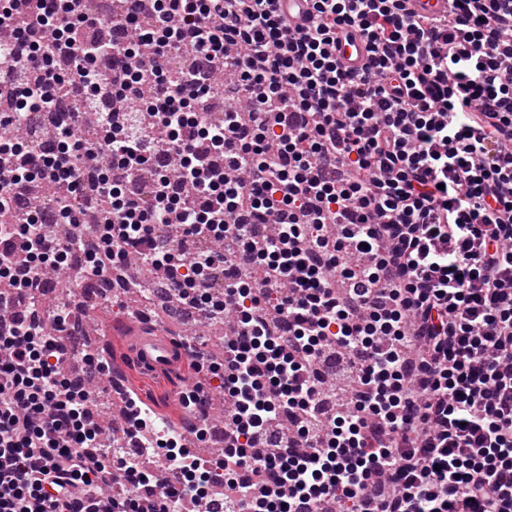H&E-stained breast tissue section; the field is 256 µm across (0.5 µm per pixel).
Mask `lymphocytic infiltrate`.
I'll use <instances>...</instances> for the list:
<instances>
[{
    "label": "lymphocytic infiltrate",
    "instance_id": "1",
    "mask_svg": "<svg viewBox=\"0 0 512 512\" xmlns=\"http://www.w3.org/2000/svg\"><path fill=\"white\" fill-rule=\"evenodd\" d=\"M280 2L123 0L110 19L83 0L0 8L14 38L0 49V278L23 303L0 328V512H128L142 486L170 512L200 504L214 476L216 512H319L326 499L343 512H512V0H448L440 18L408 0H309L297 27ZM108 23L123 41L99 38ZM346 32L366 43L361 69L336 57ZM60 54L73 77L53 68ZM75 79L95 133L66 130L51 159L17 153L16 125ZM228 81L246 108L198 112ZM163 151L174 168L157 164ZM94 157L108 172L88 186ZM145 170L148 189L127 194ZM26 181L51 186L46 205L67 221L84 187L97 194V275L134 252L208 321L234 311L223 454L202 459L136 423L180 486L119 455L139 479L103 494L99 429L67 350L26 309L33 280L65 268L83 234L50 236ZM173 218L196 252L157 250ZM243 250L249 269L195 292ZM323 397L335 413L314 414Z\"/></svg>",
    "mask_w": 512,
    "mask_h": 512
}]
</instances>
